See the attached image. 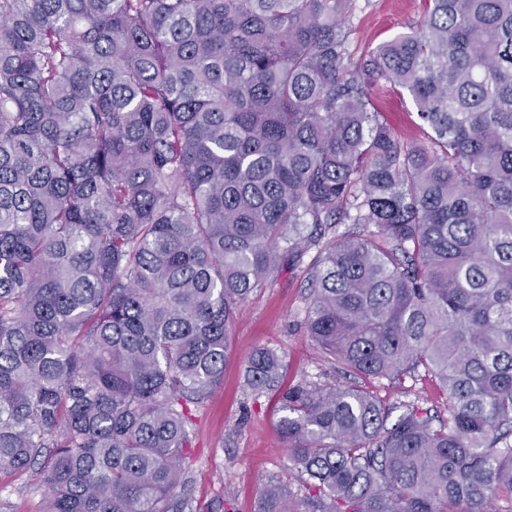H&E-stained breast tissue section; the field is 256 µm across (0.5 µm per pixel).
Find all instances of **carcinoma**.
<instances>
[{
	"label": "carcinoma",
	"instance_id": "carcinoma-1",
	"mask_svg": "<svg viewBox=\"0 0 512 512\" xmlns=\"http://www.w3.org/2000/svg\"><path fill=\"white\" fill-rule=\"evenodd\" d=\"M354 2L0 0V470L45 512H194L237 306L303 263L346 382L248 356L291 462L255 512H512V0H427L356 68ZM421 369L448 418L390 421L372 383ZM375 108L382 112L395 137L402 142H420L427 137V128L420 125L412 102L383 80H374L369 86ZM0 486L15 512H44V488L32 473L0 471Z\"/></svg>",
	"mask_w": 512,
	"mask_h": 512
}]
</instances>
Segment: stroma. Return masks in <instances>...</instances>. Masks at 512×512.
Instances as JSON below:
<instances>
[{
    "mask_svg": "<svg viewBox=\"0 0 512 512\" xmlns=\"http://www.w3.org/2000/svg\"><path fill=\"white\" fill-rule=\"evenodd\" d=\"M425 12L424 0H355L349 38L352 61L419 24ZM369 91L397 139L425 140L427 129L420 125L412 102L381 80L372 81ZM305 294L303 269L287 267L279 270L271 286L238 307L224 380L196 412L187 464L195 512H253L267 479L288 469V450L276 429L281 416L277 398L252 395L244 384L245 362L253 350L272 347L284 355L285 384L304 376L337 382L302 325ZM375 391L389 406L417 395L437 410L445 401L426 377L401 384L383 380ZM0 496L9 499L15 512H44L46 507L43 487L27 472L0 471Z\"/></svg>",
    "mask_w": 512,
    "mask_h": 512,
    "instance_id": "1",
    "label": "stroma"
}]
</instances>
